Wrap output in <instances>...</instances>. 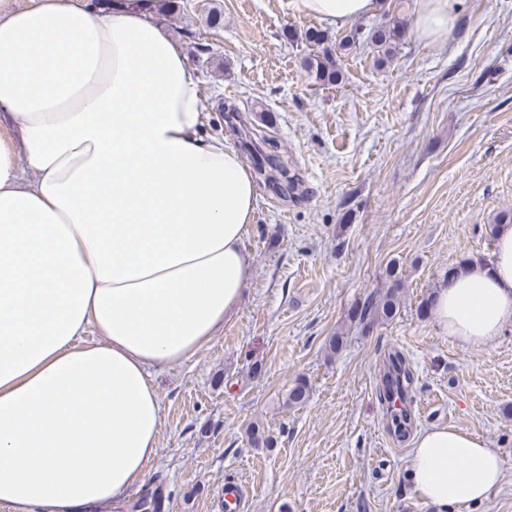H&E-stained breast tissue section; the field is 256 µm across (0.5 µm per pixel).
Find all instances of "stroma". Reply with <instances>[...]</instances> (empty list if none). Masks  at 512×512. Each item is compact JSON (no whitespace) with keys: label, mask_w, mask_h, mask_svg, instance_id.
<instances>
[{"label":"stroma","mask_w":512,"mask_h":512,"mask_svg":"<svg viewBox=\"0 0 512 512\" xmlns=\"http://www.w3.org/2000/svg\"><path fill=\"white\" fill-rule=\"evenodd\" d=\"M385 2L340 27L288 0H178L160 19L202 82L206 133L230 136L252 163L223 115L234 108L297 178L287 197L257 180L245 240L253 273L238 311L155 377L163 420L143 485L157 489L161 512H224L233 481L247 492L242 512H437L414 489L411 445L389 434L378 399L393 348L418 379L416 430L452 426L503 459L487 500L448 512H512V325L467 348L418 311L449 266L491 262V225L512 224V0H466L455 30L429 46L415 33L417 0ZM395 25L391 50L372 41ZM310 28L336 45L339 83L307 72L320 52ZM393 260L405 276L401 313L361 333L347 314ZM339 332L344 346L330 352ZM299 377L310 399L285 407ZM254 420L276 448L248 442Z\"/></svg>","instance_id":"1"}]
</instances>
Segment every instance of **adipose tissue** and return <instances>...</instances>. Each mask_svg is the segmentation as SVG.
Wrapping results in <instances>:
<instances>
[{
  "mask_svg": "<svg viewBox=\"0 0 512 512\" xmlns=\"http://www.w3.org/2000/svg\"><path fill=\"white\" fill-rule=\"evenodd\" d=\"M290 5L341 25L382 0ZM460 14L461 0H418V39L450 34ZM0 113V505L116 506L157 456L153 373L239 307L255 184L230 138L207 135L201 82L148 0L0 11ZM433 315L464 347L512 323L511 224L497 226L490 264L449 278ZM409 476L446 512L486 500L503 461L433 427L413 440Z\"/></svg>",
  "mask_w": 512,
  "mask_h": 512,
  "instance_id": "1",
  "label": "adipose tissue"
}]
</instances>
